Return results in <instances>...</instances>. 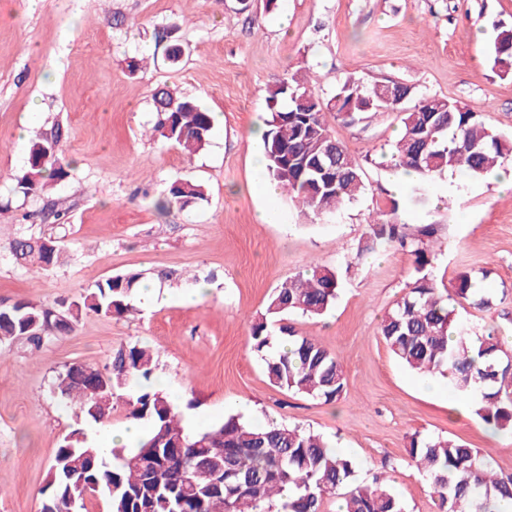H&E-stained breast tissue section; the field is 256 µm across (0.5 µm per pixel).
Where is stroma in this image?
<instances>
[{
    "label": "stroma",
    "mask_w": 512,
    "mask_h": 512,
    "mask_svg": "<svg viewBox=\"0 0 512 512\" xmlns=\"http://www.w3.org/2000/svg\"><path fill=\"white\" fill-rule=\"evenodd\" d=\"M512 26V0H0V304L24 299L53 305L95 281L139 272L160 287L156 304L118 318L94 313L43 348L0 344V512H40L47 472L62 438L85 424L56 401L50 384L72 363L104 368L123 345L149 347L161 389L176 392L181 415L201 428L226 414L271 420L331 439L355 463L354 481L384 477L404 512H435L430 485L413 467V437H449L479 449L495 472L512 475V435L494 432L445 380L427 389L392 355L381 319L403 296L414 259L390 248L348 267L324 316L294 315L299 335L338 354L345 388L326 403L270 384L252 351L249 329L274 288L313 265L347 266L370 222L390 199L407 232L434 225L431 274L450 284L459 271L483 276L484 287L508 290L504 303L480 312L460 307L461 321L496 329L512 353V190L488 177L441 178L413 199L414 182L393 194L388 170L365 168L356 202L318 217L278 194L277 224H262L264 201L252 183L263 159L255 135L268 117L267 91L300 71L330 100L338 82L395 80L423 95L447 96L512 134V77L492 68L497 25ZM186 48L180 64L165 58L159 30ZM146 59L132 72L131 59ZM162 87L221 115L206 146L184 156L152 136L153 97ZM57 154L72 171L37 196L17 180L32 140L55 128ZM332 134L358 155L388 150L396 113L367 115ZM177 179L203 185L198 204L167 212L155 202ZM56 202L68 211L57 232L64 266L34 272L17 265L12 239L31 233L27 214ZM205 282L204 302L186 306L180 291Z\"/></svg>",
    "instance_id": "35a3bbf8"
}]
</instances>
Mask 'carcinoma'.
Listing matches in <instances>:
<instances>
[{
    "label": "carcinoma",
    "mask_w": 512,
    "mask_h": 512,
    "mask_svg": "<svg viewBox=\"0 0 512 512\" xmlns=\"http://www.w3.org/2000/svg\"><path fill=\"white\" fill-rule=\"evenodd\" d=\"M490 54L498 74L512 76V28L496 29ZM388 84L404 98L401 104L378 98L379 87ZM153 102V131L161 139L189 155L203 149L213 128L210 113L165 88ZM267 104L262 142L268 174L316 215L333 214L364 188L363 165L330 132L332 121L351 125L369 113H398V139L391 154L381 157H389L391 173L412 175L421 184L456 171L484 176L512 155V136L486 126L482 113L445 96H419L399 81L347 80L325 102L293 76L268 90ZM61 137L58 128L52 139L31 144L18 192L38 195L70 176V163L56 153ZM204 199L201 185L175 180L158 208L184 210ZM398 210L392 200L376 212L353 257L359 265L378 250L399 247L415 258L419 276L382 319V339L411 370L446 379L484 423L512 433V361L495 331L463 324L456 314L463 304L489 309L494 296L468 271L441 292L425 273L426 240L435 234L434 225L410 236L398 223ZM10 252L19 265L43 270L66 259L57 238L44 232L14 239ZM142 279L139 272H127L53 306L18 301L0 307V342L21 339L39 349L72 331L85 314L127 315ZM340 287L337 270L313 266L275 288L265 313L250 327L251 347L264 357L271 384L326 403L342 394L345 379L336 353L287 323L292 315H322ZM157 369L153 354L135 344L117 348L103 370L73 363L56 376L53 397L73 406L84 421L107 422L114 401L124 398L130 417L147 422L149 431L138 448L127 451L100 448L83 428L73 429L56 449L42 512H64L83 489L104 497L109 512H322L324 500L348 486L344 512H404L381 480L373 487L352 486L354 461L298 426L249 425L229 413L207 430L185 428L168 396L154 385ZM410 460L429 482L436 512H501V503L512 502V476L496 474L475 448L440 437L415 438Z\"/></svg>",
    "instance_id": "carcinoma-1"
}]
</instances>
